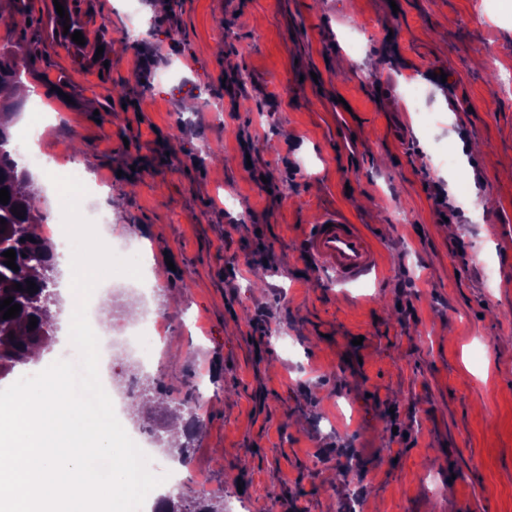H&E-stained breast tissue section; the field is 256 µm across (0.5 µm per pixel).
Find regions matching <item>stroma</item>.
Wrapping results in <instances>:
<instances>
[{
    "label": "stroma",
    "instance_id": "35a3bbf8",
    "mask_svg": "<svg viewBox=\"0 0 512 512\" xmlns=\"http://www.w3.org/2000/svg\"><path fill=\"white\" fill-rule=\"evenodd\" d=\"M155 2L129 43L124 0H70L80 46L53 0L21 24L0 0V47L69 119L42 128L73 140L44 150L59 177L123 197L105 236H138L160 282L151 373L172 400L141 421L164 436L173 403L203 404L181 491L221 489L226 512H512V0ZM328 210L369 233L380 280L307 268Z\"/></svg>",
    "mask_w": 512,
    "mask_h": 512
}]
</instances>
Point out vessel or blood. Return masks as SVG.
<instances>
[{
    "label": "vessel or blood",
    "mask_w": 512,
    "mask_h": 512,
    "mask_svg": "<svg viewBox=\"0 0 512 512\" xmlns=\"http://www.w3.org/2000/svg\"><path fill=\"white\" fill-rule=\"evenodd\" d=\"M301 251L316 269L330 272L339 282L381 273L380 254L367 234L333 212L322 214L317 223L309 225Z\"/></svg>",
    "instance_id": "vessel-or-blood-1"
}]
</instances>
